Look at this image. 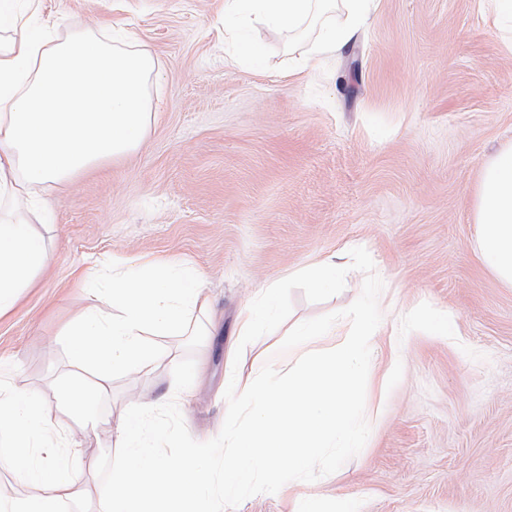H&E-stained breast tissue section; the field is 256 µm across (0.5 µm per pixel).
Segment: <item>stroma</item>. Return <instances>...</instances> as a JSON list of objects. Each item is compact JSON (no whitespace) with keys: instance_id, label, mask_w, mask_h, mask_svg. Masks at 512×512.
Masks as SVG:
<instances>
[{"instance_id":"obj_1","label":"stroma","mask_w":512,"mask_h":512,"mask_svg":"<svg viewBox=\"0 0 512 512\" xmlns=\"http://www.w3.org/2000/svg\"><path fill=\"white\" fill-rule=\"evenodd\" d=\"M60 37L124 26L158 61L145 139L46 188L54 262L0 317V373L52 395L74 367L65 328L87 304L85 273L121 259L187 262L206 273L212 320L187 353L182 336L153 371H119L88 436L51 417L81 450L78 484L100 490L95 465L117 444L133 404L172 395V369L193 355L178 406L204 442L224 423L232 373L280 370L305 320L342 310L364 275L320 303L292 295L290 317L237 352L238 319L259 288L332 254L365 248L384 283L377 360L368 374L369 438L313 482L243 501L235 512H298L337 497L357 512H512V286L483 264L473 203L484 163L512 142V29L488 30L479 0H376L335 56L292 72L307 42L253 28L263 70L230 60L224 0H42Z\"/></svg>"}]
</instances>
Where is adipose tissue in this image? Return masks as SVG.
<instances>
[{"mask_svg": "<svg viewBox=\"0 0 512 512\" xmlns=\"http://www.w3.org/2000/svg\"><path fill=\"white\" fill-rule=\"evenodd\" d=\"M372 0H225L224 24H263L295 40L316 31L315 54H336L367 18ZM40 0H0V316L49 265L38 231L49 216L46 185L95 159L135 150L150 119L154 56L121 50L85 31L58 40L30 19ZM474 222L484 265L512 285V144L483 165ZM197 267L149 261L113 268L101 285L115 314L88 303L65 331L73 360L91 367L93 384H73L62 410L87 432L97 431L98 399L112 392V374L149 369L156 353L145 336H180L211 299Z\"/></svg>", "mask_w": 512, "mask_h": 512, "instance_id": "adipose-tissue-1", "label": "adipose tissue"}]
</instances>
